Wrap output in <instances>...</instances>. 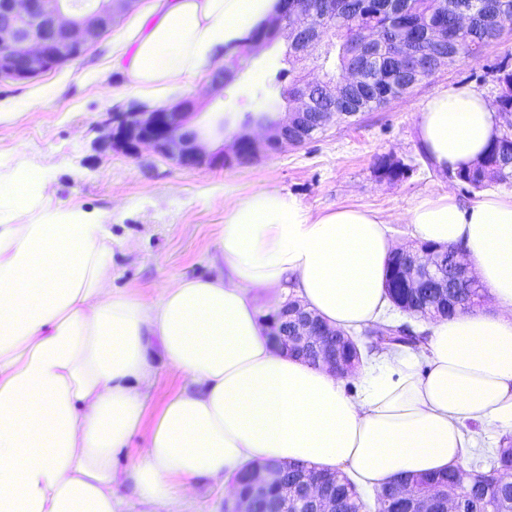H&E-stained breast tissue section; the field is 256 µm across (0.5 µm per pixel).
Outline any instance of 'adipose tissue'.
Wrapping results in <instances>:
<instances>
[{
    "mask_svg": "<svg viewBox=\"0 0 512 512\" xmlns=\"http://www.w3.org/2000/svg\"><path fill=\"white\" fill-rule=\"evenodd\" d=\"M283 0H164L127 39L143 97L188 83L278 15ZM418 134L439 172L473 165L501 134L482 93L450 86L420 108ZM26 156L0 168V512H185L197 485L288 462L342 470L380 492L463 464L473 439L512 432V192L469 203L419 196L410 239L450 246L493 297L490 312L430 323L421 351L365 354L359 389L272 344L264 322L299 298L330 326L382 320L396 244L379 213L318 214L282 189L224 206L222 271L178 279L157 301L112 286V232L101 215L55 206ZM184 378L146 422L154 355ZM149 442L124 471L114 452L142 425Z\"/></svg>",
    "mask_w": 512,
    "mask_h": 512,
    "instance_id": "ef3b65f1",
    "label": "adipose tissue"
}]
</instances>
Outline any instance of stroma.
<instances>
[{"instance_id": "stroma-1", "label": "stroma", "mask_w": 512, "mask_h": 512, "mask_svg": "<svg viewBox=\"0 0 512 512\" xmlns=\"http://www.w3.org/2000/svg\"><path fill=\"white\" fill-rule=\"evenodd\" d=\"M157 5L139 0L81 57L54 71L25 82L0 80V165L25 152L45 167L56 203L103 215L115 248L113 287L155 301L174 280L217 273L224 203L258 188L288 191L315 213L339 206L378 212L405 246L408 228L399 216L417 197L448 192L464 202L477 199L476 191L426 161L418 109L449 85L496 99L500 70L512 71V34L417 84L403 99L331 123L305 144L242 164L192 168L145 148L128 154L113 144L108 119L192 98L197 109L188 129L201 134L206 152L231 153L235 136L247 130V114L283 115V99L266 85L287 67V44L281 39L253 54L239 50L240 71L223 95H213L209 76L202 75L146 101L113 59L130 32L155 21ZM381 156L403 164L405 177H379L375 162Z\"/></svg>"}]
</instances>
